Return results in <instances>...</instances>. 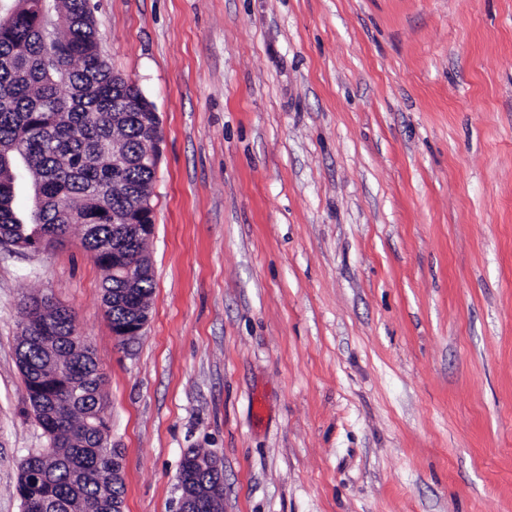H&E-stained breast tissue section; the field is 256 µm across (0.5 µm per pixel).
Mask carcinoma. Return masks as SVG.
I'll use <instances>...</instances> for the list:
<instances>
[{
	"label": "carcinoma",
	"instance_id": "1",
	"mask_svg": "<svg viewBox=\"0 0 512 512\" xmlns=\"http://www.w3.org/2000/svg\"><path fill=\"white\" fill-rule=\"evenodd\" d=\"M154 105L113 73L103 58L89 0H15L0 18V244L27 251L61 244L75 229L104 272L105 314L113 324L149 309L154 280L146 248L112 212L148 194L154 167L144 159ZM124 156L112 191V142ZM28 172L34 208L14 209L18 169ZM132 266L129 281L112 266ZM16 353L28 401L48 439L20 463L22 512H112L123 483L112 463L102 415L95 353L75 345L73 312L32 296L25 303ZM180 494L196 486L209 495L193 512L221 509L223 470H193L182 461Z\"/></svg>",
	"mask_w": 512,
	"mask_h": 512
}]
</instances>
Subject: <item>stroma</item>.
Here are the masks:
<instances>
[{
  "label": "stroma",
  "mask_w": 512,
  "mask_h": 512,
  "mask_svg": "<svg viewBox=\"0 0 512 512\" xmlns=\"http://www.w3.org/2000/svg\"><path fill=\"white\" fill-rule=\"evenodd\" d=\"M163 138L143 336L79 235L0 248V512L47 438L25 296L103 377L124 512H512V0H94ZM188 452H197L195 450H189ZM185 453L181 463V470L178 475V488H180V497L185 493H191L190 490L196 486H206L209 495L200 498L194 499L193 501H188L189 509L184 506L188 495L183 496L178 503L177 512H211L213 509H217L218 512H221V499L224 491V473L222 467L217 463L215 459L207 458L206 462L210 467L216 468L218 470H192L189 467V463L186 461ZM182 485V488L180 486Z\"/></svg>",
  "instance_id": "35a3bbf8"
}]
</instances>
